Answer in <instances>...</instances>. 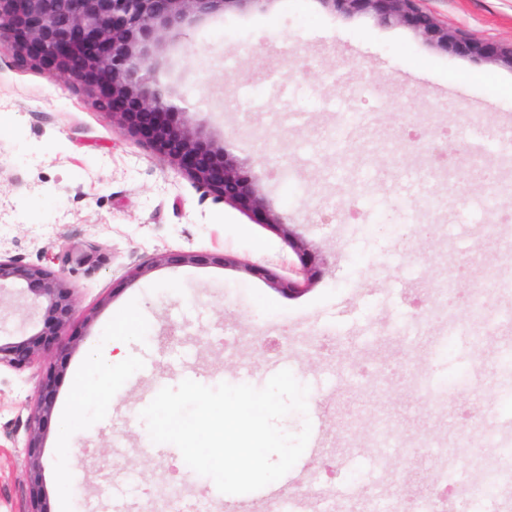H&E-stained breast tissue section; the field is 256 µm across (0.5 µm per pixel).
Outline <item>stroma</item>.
I'll return each instance as SVG.
<instances>
[{"label":"stroma","instance_id":"obj_1","mask_svg":"<svg viewBox=\"0 0 512 512\" xmlns=\"http://www.w3.org/2000/svg\"><path fill=\"white\" fill-rule=\"evenodd\" d=\"M417 5L466 40L512 44V0ZM164 57L156 77L170 102L224 138L309 243L320 270L297 276V256L258 217L203 194L65 80L0 54V256L56 269L73 244L99 248L68 277L76 308L65 349L21 371L0 367V512L30 508L25 423L47 370L56 373L55 401L63 403L76 365L111 326L124 335L132 367L108 415L88 409L73 440L68 467L78 512H114L112 493L97 486L133 468L131 502L175 483L188 500L210 499L225 512L210 478L176 467L178 448H141L148 431L140 412L190 374L209 387L261 388L278 367L309 388L307 415L290 414L281 428L296 433L318 419L324 431L321 447H306L288 472V496L312 488L337 495L341 512H374L375 501L357 488L373 482L377 462L386 464L382 496L395 497L406 474L419 487L431 483L432 460L448 448L465 479L446 512H459L479 456L492 450L486 418L512 419V375L502 371L500 349L512 329L477 337L468 282L456 270L464 263L480 272L512 240V222L500 235L482 234L497 216L485 204L491 183L470 152L512 123V98L499 88L512 84V68L435 51L410 26L334 14L320 0H266L207 19ZM341 113L355 114L356 125L339 145ZM413 122L443 128L447 164L436 163L428 138L406 149ZM420 174L445 208L421 209L410 188ZM173 251L212 261L159 265L124 282L129 264ZM223 255L234 266L219 264ZM249 265L297 279L300 289H276L246 273ZM446 280L461 298L452 320L462 334L438 325L416 342L393 331L427 315L434 286ZM129 308L152 325L150 341L121 324ZM58 419L54 413L46 422L41 448L49 512L60 503ZM383 425L391 435L385 445L377 438Z\"/></svg>","mask_w":512,"mask_h":512}]
</instances>
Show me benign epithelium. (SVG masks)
<instances>
[{
	"label": "benign epithelium",
	"mask_w": 512,
	"mask_h": 512,
	"mask_svg": "<svg viewBox=\"0 0 512 512\" xmlns=\"http://www.w3.org/2000/svg\"><path fill=\"white\" fill-rule=\"evenodd\" d=\"M273 0H0V51L12 53L21 67H51L100 112L118 120L129 137L170 163L206 194L242 211L261 213L296 252L302 271L316 257L301 236L274 212L242 162L210 133L193 124L187 113L169 102L156 79L163 65L160 51L173 37L194 24L230 10ZM338 14L368 13L383 24H407L432 49L459 52L512 68V48L494 50L470 44L448 32L431 15L416 8L415 0H320ZM96 245L79 243L65 258L74 267L54 271L0 258V301L11 292L7 283L23 280L34 295L28 307L47 302L44 326L21 341L0 342V365L15 370L29 367L35 357L59 348L58 336L70 322L74 298L67 274L89 261ZM169 266L198 264L201 256L169 252L160 258ZM54 389L46 380L27 418V473L31 485L29 512H49L38 495L43 464L41 430L52 413Z\"/></svg>",
	"instance_id": "1"
}]
</instances>
